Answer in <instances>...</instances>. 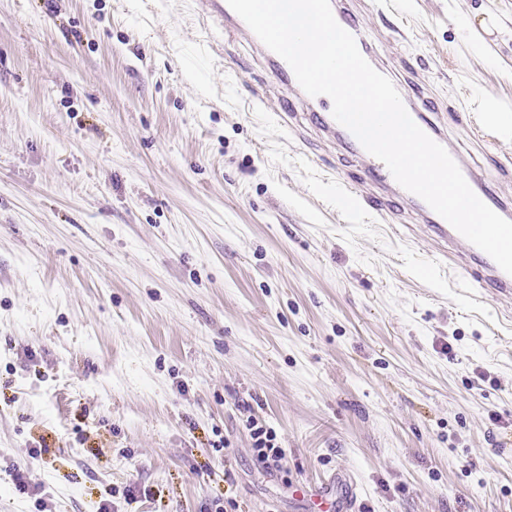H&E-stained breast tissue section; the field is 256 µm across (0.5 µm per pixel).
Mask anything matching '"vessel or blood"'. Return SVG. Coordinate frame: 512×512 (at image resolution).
<instances>
[{
    "mask_svg": "<svg viewBox=\"0 0 512 512\" xmlns=\"http://www.w3.org/2000/svg\"><path fill=\"white\" fill-rule=\"evenodd\" d=\"M190 8L204 29L211 27L230 26L245 29V22L230 8L227 0H189ZM333 15L338 24L351 33L364 58H371L369 40L365 29L360 23L358 13L353 9L350 0H330ZM265 57L270 70L281 84L292 90H298L299 84L288 63L273 51H266ZM324 96H309L300 93L298 99H283L281 111L283 115L294 112L297 103L313 105L312 114L316 124L333 133L361 163V168L372 183L384 188L386 197L379 202L378 216L387 219L392 198L413 203L421 212L433 240L440 250H447L455 245L461 249V258L454 272L464 276L468 270L476 269L481 273L480 286L491 288L498 298L512 300V275L504 272L496 262L484 251L466 240L445 219L438 215L425 201L417 195L402 188L394 179L387 166L378 158L369 154L357 138L344 126L339 124L330 111L324 110ZM402 101L414 122L434 141L446 144L447 137L440 126L427 117L416 100L403 96ZM462 173L474 193L495 213L503 218L512 217V204L501 198L496 192L484 189L476 174L470 168H463ZM315 496L320 497L321 512H355L357 495L353 482L334 476L314 487Z\"/></svg>",
    "mask_w": 512,
    "mask_h": 512,
    "instance_id": "obj_1",
    "label": "vessel or blood"
}]
</instances>
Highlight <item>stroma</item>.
<instances>
[{
    "mask_svg": "<svg viewBox=\"0 0 512 512\" xmlns=\"http://www.w3.org/2000/svg\"><path fill=\"white\" fill-rule=\"evenodd\" d=\"M406 2L357 0L374 54L512 198V0ZM284 93L187 0H0V512H314L336 471L361 512H512V305L347 208L373 184ZM254 448L257 451V460L267 469L278 467L282 459L283 450L277 443L274 431L257 427L253 430Z\"/></svg>",
    "mask_w": 512,
    "mask_h": 512,
    "instance_id": "35a3bbf8",
    "label": "stroma"
}]
</instances>
